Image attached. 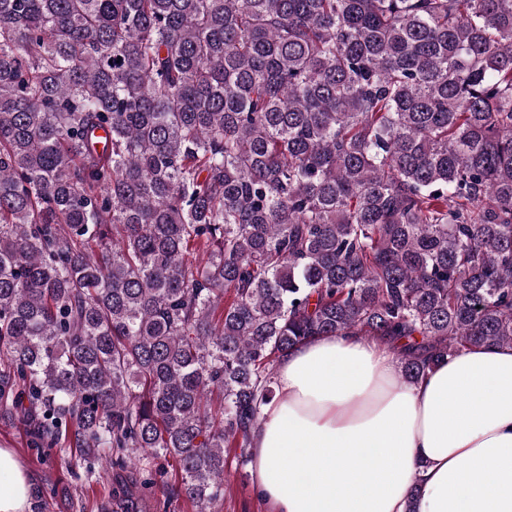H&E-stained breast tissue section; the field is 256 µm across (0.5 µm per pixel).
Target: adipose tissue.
<instances>
[{
	"mask_svg": "<svg viewBox=\"0 0 512 512\" xmlns=\"http://www.w3.org/2000/svg\"><path fill=\"white\" fill-rule=\"evenodd\" d=\"M252 473L271 512H512V346L471 347L417 380L361 336H320L280 358ZM0 512L32 484L0 448Z\"/></svg>",
	"mask_w": 512,
	"mask_h": 512,
	"instance_id": "adipose-tissue-1",
	"label": "adipose tissue"
}]
</instances>
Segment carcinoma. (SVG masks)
Listing matches in <instances>:
<instances>
[{
  "label": "carcinoma",
  "instance_id": "cac0c4a2",
  "mask_svg": "<svg viewBox=\"0 0 512 512\" xmlns=\"http://www.w3.org/2000/svg\"><path fill=\"white\" fill-rule=\"evenodd\" d=\"M325 335L512 345V0H0V419L221 512Z\"/></svg>",
  "mask_w": 512,
  "mask_h": 512
}]
</instances>
